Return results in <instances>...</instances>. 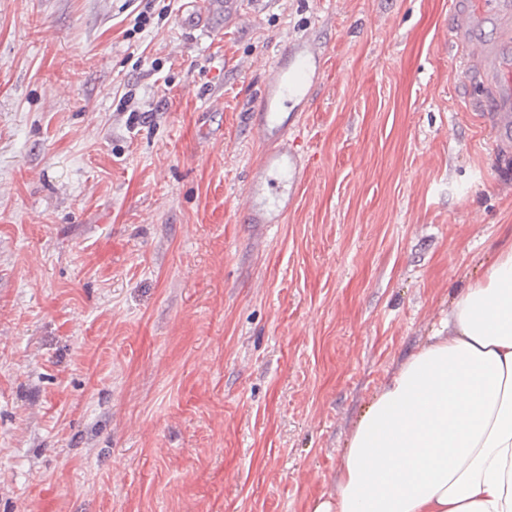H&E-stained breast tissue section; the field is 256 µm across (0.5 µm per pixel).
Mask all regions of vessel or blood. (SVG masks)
<instances>
[{
	"instance_id": "vessel-or-blood-1",
	"label": "vessel or blood",
	"mask_w": 512,
	"mask_h": 512,
	"mask_svg": "<svg viewBox=\"0 0 512 512\" xmlns=\"http://www.w3.org/2000/svg\"><path fill=\"white\" fill-rule=\"evenodd\" d=\"M450 32L463 49L466 69L477 70L487 99H475L476 109H489L496 146L512 143V0H454ZM324 54L311 38L287 42L268 69L259 94L260 137L270 149L263 172L247 189L245 209L253 224L280 219L274 199L284 180L303 172L296 153L288 150V130L295 112L308 101L324 68Z\"/></svg>"
}]
</instances>
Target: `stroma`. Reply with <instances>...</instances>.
Masks as SVG:
<instances>
[{
  "label": "stroma",
  "mask_w": 512,
  "mask_h": 512,
  "mask_svg": "<svg viewBox=\"0 0 512 512\" xmlns=\"http://www.w3.org/2000/svg\"><path fill=\"white\" fill-rule=\"evenodd\" d=\"M0 0V512H313L373 395L512 246L452 0ZM324 71L280 223L265 71ZM131 93L137 116L117 111ZM324 54L309 37L287 42L268 69L259 94L260 138L271 146L263 161L262 174L247 189L245 210L250 224H277L278 201L283 178L293 183L303 172L301 159L288 151V130L294 112L308 101L314 83L324 68ZM271 173V175H268ZM275 198L273 206L270 199Z\"/></svg>",
  "instance_id": "obj_1"
}]
</instances>
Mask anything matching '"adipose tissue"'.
Returning <instances> with one entry per match:
<instances>
[{"label":"adipose tissue","mask_w":512,"mask_h":512,"mask_svg":"<svg viewBox=\"0 0 512 512\" xmlns=\"http://www.w3.org/2000/svg\"><path fill=\"white\" fill-rule=\"evenodd\" d=\"M313 512H512V247L374 395Z\"/></svg>","instance_id":"1"}]
</instances>
